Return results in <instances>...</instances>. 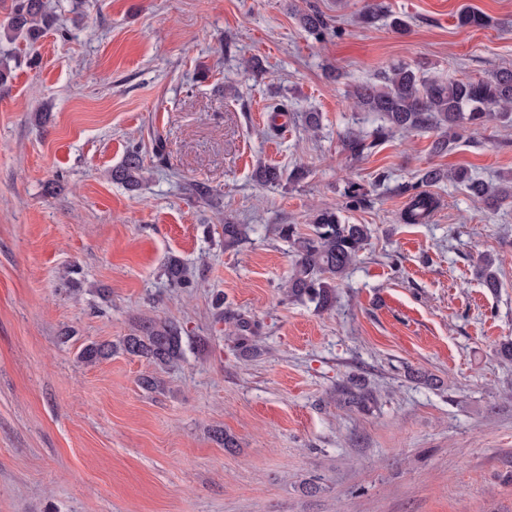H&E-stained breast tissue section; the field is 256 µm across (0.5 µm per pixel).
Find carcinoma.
I'll return each instance as SVG.
<instances>
[{"instance_id": "carcinoma-1", "label": "carcinoma", "mask_w": 512, "mask_h": 512, "mask_svg": "<svg viewBox=\"0 0 512 512\" xmlns=\"http://www.w3.org/2000/svg\"><path fill=\"white\" fill-rule=\"evenodd\" d=\"M54 23L45 0H13L8 20L0 27V41L13 43L19 38L36 40L51 29ZM302 27L322 38L331 32L325 17L310 11L300 17ZM460 26L485 27L488 19L467 7L458 12ZM355 105L365 112L378 115L383 124L369 135L353 128L342 137L344 150L354 158L372 153L379 143L396 131L434 130L436 138L432 153H448V145L457 141L462 132L481 127L493 120L512 121V70H502L486 80L444 81L427 76L421 70L399 66L384 73L374 83H362L350 93ZM148 168L141 148L131 147L122 162L113 167V181L129 187H138L146 180ZM449 178L464 186L472 196L482 199L494 209L512 199V174L503 176L499 184L485 182L461 167L453 171L428 168L418 180L404 187L410 194L402 220L407 224H426L437 207V200L425 188ZM364 201V195L355 185L344 192V201L334 209L319 211L311 224V232L302 233L295 224H277L274 233L287 241L294 253L288 279L283 283V295L290 301H308L319 310H328L336 302V286L364 249L370 235L366 224H346L340 213L354 209ZM246 238L243 224H224V243L233 245ZM479 275L484 287L496 291L500 284L499 271L491 257L479 261ZM165 274L174 288H188L192 284L188 268L177 257L168 258ZM122 350L144 357L158 365H167L183 353L180 329L171 323L150 324L143 335L123 338ZM112 353L110 344H90L82 353L88 362H94ZM341 401L364 406L374 400V394L351 380L337 390Z\"/></svg>"}]
</instances>
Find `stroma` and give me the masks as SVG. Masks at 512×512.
Here are the masks:
<instances>
[{
  "instance_id": "1",
  "label": "stroma",
  "mask_w": 512,
  "mask_h": 512,
  "mask_svg": "<svg viewBox=\"0 0 512 512\" xmlns=\"http://www.w3.org/2000/svg\"><path fill=\"white\" fill-rule=\"evenodd\" d=\"M48 2L53 29L0 44V512H512V203L446 180L431 220L407 224L397 190L432 166L512 172V123L442 156L431 131L358 159L341 141L375 127L349 86L392 67L512 69V0H380L371 25L370 0ZM464 6L489 25L458 27ZM311 9L323 39L298 22ZM134 145L149 173L130 191L110 172ZM262 165L306 175L264 186ZM352 184L366 203L342 216L371 234L334 307L285 300L293 253L271 225L309 232ZM228 222L246 240L225 246ZM483 255L497 291L477 277ZM172 256L192 287H169ZM241 318L258 356L236 352ZM169 321L174 363L118 350ZM93 342L116 350L85 362ZM352 376L375 391L368 408L337 402Z\"/></svg>"
}]
</instances>
